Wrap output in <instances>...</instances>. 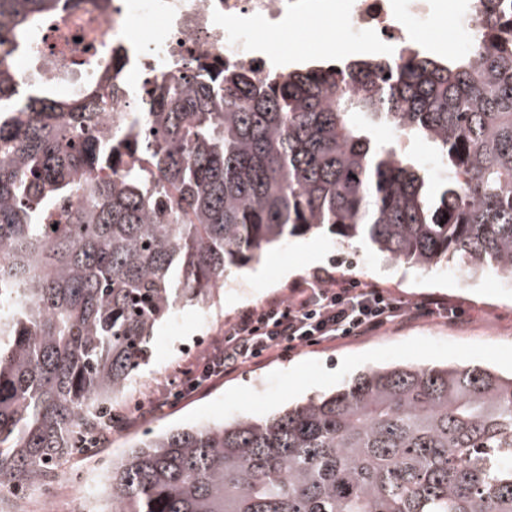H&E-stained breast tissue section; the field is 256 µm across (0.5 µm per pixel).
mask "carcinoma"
<instances>
[{
  "mask_svg": "<svg viewBox=\"0 0 512 512\" xmlns=\"http://www.w3.org/2000/svg\"><path fill=\"white\" fill-rule=\"evenodd\" d=\"M112 0H0V491L80 447L127 393L156 325L228 273L329 228L388 262L512 276V0L471 50L315 63L256 86L201 63L148 90L21 75L35 34ZM387 124L429 141L431 179ZM72 203L58 212L62 202ZM119 512H512V371L370 366L280 408L146 431L112 464Z\"/></svg>",
  "mask_w": 512,
  "mask_h": 512,
  "instance_id": "carcinoma-1",
  "label": "carcinoma"
}]
</instances>
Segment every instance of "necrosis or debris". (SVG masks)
Returning a JSON list of instances; mask_svg holds the SVG:
<instances>
[{
    "label": "necrosis or debris",
    "instance_id": "1",
    "mask_svg": "<svg viewBox=\"0 0 512 512\" xmlns=\"http://www.w3.org/2000/svg\"><path fill=\"white\" fill-rule=\"evenodd\" d=\"M480 0H464L449 10L446 0H112L111 15L95 7L69 15L36 37L16 64L41 81L72 88L84 80L77 61L105 47L119 59L112 79V109L135 113L146 123L152 111V80L186 73L207 61L245 70L263 82L276 74L275 56L255 38L256 29L275 34L301 18L331 16L363 47L382 48L395 60L418 35L454 17L463 32L460 52H468L480 28ZM161 29H151L155 18ZM50 479L0 501V512H69L88 501L85 480L71 482L65 499L43 495Z\"/></svg>",
    "mask_w": 512,
    "mask_h": 512
}]
</instances>
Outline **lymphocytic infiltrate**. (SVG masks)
<instances>
[{
    "label": "lymphocytic infiltrate",
    "instance_id": "f902f5d3",
    "mask_svg": "<svg viewBox=\"0 0 512 512\" xmlns=\"http://www.w3.org/2000/svg\"><path fill=\"white\" fill-rule=\"evenodd\" d=\"M420 315L449 318L453 312L437 299L413 308L377 285L347 283L318 271L293 288L288 301L243 311L213 339L200 368L185 372L184 389L196 391L265 355L362 336Z\"/></svg>",
    "mask_w": 512,
    "mask_h": 512
}]
</instances>
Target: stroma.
I'll list each match as a JSON object with an SVG mask.
<instances>
[{
	"label": "stroma",
	"mask_w": 512,
	"mask_h": 512,
	"mask_svg": "<svg viewBox=\"0 0 512 512\" xmlns=\"http://www.w3.org/2000/svg\"><path fill=\"white\" fill-rule=\"evenodd\" d=\"M314 238L323 245L319 261H307L295 251L294 241L276 244L261 260L264 280L254 279L248 269L233 273L227 287L216 290L206 306L180 308L176 318L162 321L155 331L152 356L119 407L125 425L92 454L67 457L49 494L65 497L71 478L80 475L87 479L90 497L105 498L113 462L143 431L245 415L262 417L287 403L333 390L371 365L448 362L512 369L511 282L492 275L471 276L445 261L426 271L389 263L368 246L340 245L327 231L315 233ZM318 269L379 285L413 306L436 297L458 310L459 316L420 317L365 336L261 358L216 379L207 389L175 400L163 411L150 412L157 387L181 381L185 371L197 367L199 356L191 350L196 337L222 334L242 311L287 298L291 288L309 281Z\"/></svg>",
	"instance_id": "obj_1"
}]
</instances>
